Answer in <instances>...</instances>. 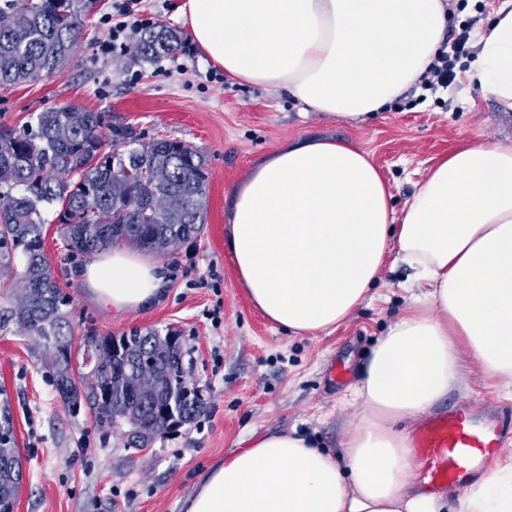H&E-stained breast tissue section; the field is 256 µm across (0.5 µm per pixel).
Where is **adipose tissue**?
<instances>
[{
    "label": "adipose tissue",
    "instance_id": "ef3b65f1",
    "mask_svg": "<svg viewBox=\"0 0 512 512\" xmlns=\"http://www.w3.org/2000/svg\"><path fill=\"white\" fill-rule=\"evenodd\" d=\"M177 11L226 75L352 124L426 75L448 25L446 0H181ZM477 46L468 85L512 110V0L493 9ZM224 238L251 304L297 335L345 324L389 251L413 269L419 294L361 370L352 395L364 415L341 454L266 433L225 455L186 512H448L447 492L417 487L403 426L462 382L468 356L512 394V143L451 153L397 212L367 151L298 138L234 189ZM81 278L121 313L157 302L167 272L115 246ZM459 512H512V463L474 480Z\"/></svg>",
    "mask_w": 512,
    "mask_h": 512
}]
</instances>
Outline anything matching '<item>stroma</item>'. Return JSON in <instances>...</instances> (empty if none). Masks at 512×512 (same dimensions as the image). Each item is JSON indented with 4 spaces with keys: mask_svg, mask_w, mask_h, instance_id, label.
Masks as SVG:
<instances>
[{
    "mask_svg": "<svg viewBox=\"0 0 512 512\" xmlns=\"http://www.w3.org/2000/svg\"><path fill=\"white\" fill-rule=\"evenodd\" d=\"M102 0L84 19L77 47L56 77L0 88V127L30 129L39 112L75 106L131 123L147 144L174 138L205 160L208 209L200 236L172 256L162 300L145 311L112 313L67 257L53 214L45 251L76 339L122 335L132 328L176 330L183 365L203 388L205 411L191 423L130 448L88 411L71 414L52 385L47 354L16 325L0 328V389L5 390L20 449L23 481L15 512H185L202 478L250 435L288 430L341 453L344 431L360 405L351 391L375 343L410 304L411 270L388 266L367 302L333 333L296 336L273 326L236 280L224 244L231 192L252 167L288 141L332 138L369 151L402 210L417 181L441 158L472 143L512 142V111L457 78L448 90L392 107L362 126L302 112L286 90L228 78L210 81L212 66L196 47L177 59L143 62L133 50L105 51ZM475 402L481 417L512 411L503 391L473 360L460 385L437 406L444 413Z\"/></svg>",
    "mask_w": 512,
    "mask_h": 512,
    "instance_id": "stroma-1",
    "label": "stroma"
}]
</instances>
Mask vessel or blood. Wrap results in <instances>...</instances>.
Here are the masks:
<instances>
[{"label": "vessel or blood", "mask_w": 512, "mask_h": 512, "mask_svg": "<svg viewBox=\"0 0 512 512\" xmlns=\"http://www.w3.org/2000/svg\"><path fill=\"white\" fill-rule=\"evenodd\" d=\"M421 478L430 486H465L502 451L498 428L478 423L474 406L426 419L412 432Z\"/></svg>", "instance_id": "vessel-or-blood-1"}]
</instances>
